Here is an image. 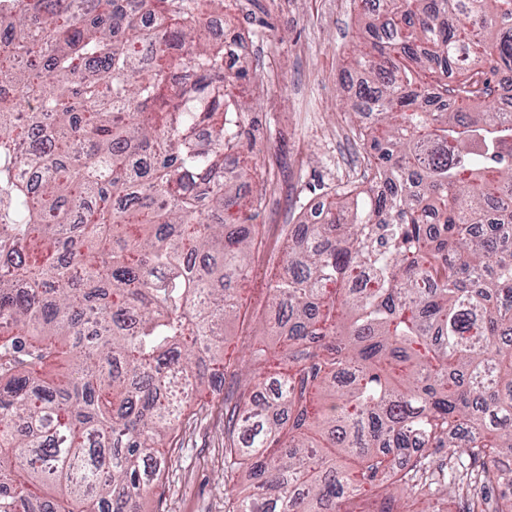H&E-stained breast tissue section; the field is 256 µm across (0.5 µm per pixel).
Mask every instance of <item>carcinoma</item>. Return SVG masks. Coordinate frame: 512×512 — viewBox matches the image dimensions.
<instances>
[{"mask_svg": "<svg viewBox=\"0 0 512 512\" xmlns=\"http://www.w3.org/2000/svg\"><path fill=\"white\" fill-rule=\"evenodd\" d=\"M358 2L363 180L290 235L262 401L267 349L224 354L264 198L224 0L0 11V512H144L218 371L235 512H512V0Z\"/></svg>", "mask_w": 512, "mask_h": 512, "instance_id": "cac0c4a2", "label": "carcinoma"}]
</instances>
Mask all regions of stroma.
Here are the masks:
<instances>
[{"label":"stroma","instance_id":"obj_1","mask_svg":"<svg viewBox=\"0 0 512 512\" xmlns=\"http://www.w3.org/2000/svg\"><path fill=\"white\" fill-rule=\"evenodd\" d=\"M224 29L243 38L247 63L261 77L250 90L258 102L247 130L256 136L253 160L268 186L257 219L262 244L254 255L264 277L249 278L241 297L251 310L268 299L267 276L276 273L287 243L284 227L307 219L337 185L361 177L365 149L346 113L350 90L342 80L366 37L354 0H230ZM238 387L225 378L211 410L183 423L176 447L167 449L161 498L146 512H231L248 481L224 479V404Z\"/></svg>","mask_w":512,"mask_h":512}]
</instances>
